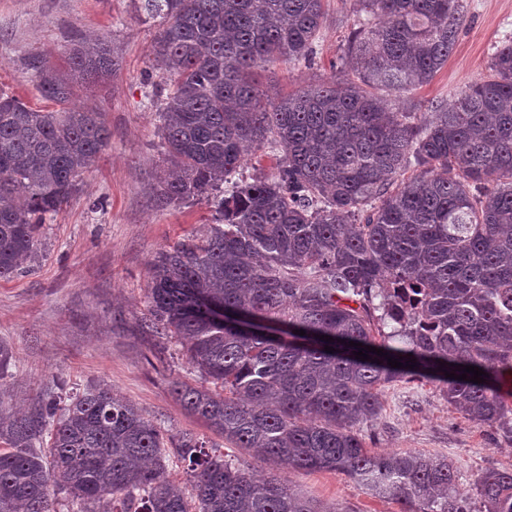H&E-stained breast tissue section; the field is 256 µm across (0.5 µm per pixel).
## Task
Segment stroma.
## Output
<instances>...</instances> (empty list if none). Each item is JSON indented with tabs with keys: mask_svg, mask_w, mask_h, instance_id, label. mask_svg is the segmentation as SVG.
<instances>
[{
	"mask_svg": "<svg viewBox=\"0 0 512 512\" xmlns=\"http://www.w3.org/2000/svg\"><path fill=\"white\" fill-rule=\"evenodd\" d=\"M465 23L433 81L401 94L410 111L432 100L452 101L486 74L493 53L512 33V0H465ZM327 18L312 62L276 61L258 69L259 88L275 100L330 80L357 20L354 0H326ZM157 25L137 0H0V89L29 106L53 109L40 93L32 61L70 71L73 42L104 36L121 63L111 82H76L74 100L105 114L111 138L84 173L70 205L47 216L41 229L46 255L27 275L0 279V342L13 357L0 374V413L31 411L46 393L104 384L135 403L170 433L212 441L207 423L174 400V379L195 384L176 339L149 329V264L173 243L203 235L214 210L204 201L155 205L165 166L153 114L162 101L145 77ZM376 420L359 425L367 447L448 456L471 482L486 469H512V435L475 423L449 405L441 386L396 382L383 388ZM241 468L281 474L299 494L331 512H399L329 471L296 472L256 461L226 445Z\"/></svg>",
	"mask_w": 512,
	"mask_h": 512,
	"instance_id": "1",
	"label": "stroma"
}]
</instances>
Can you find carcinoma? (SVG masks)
I'll use <instances>...</instances> for the list:
<instances>
[{
	"label": "carcinoma",
	"instance_id": "carcinoma-1",
	"mask_svg": "<svg viewBox=\"0 0 512 512\" xmlns=\"http://www.w3.org/2000/svg\"><path fill=\"white\" fill-rule=\"evenodd\" d=\"M324 2L140 0L158 23L150 66L168 93L155 116L178 169L160 178L157 205L205 200L216 213L205 237L151 262V329L175 337L199 374L196 385L172 382L177 402L256 460L333 471L399 512H476L448 457L371 449L355 427L379 415L382 387L409 380L441 385L464 417L512 434L501 394L512 374V42L486 76L419 119L378 91L433 80L465 0H357L363 17L332 80L264 99L252 69L311 61ZM69 59L88 80L119 70L101 40L73 45ZM36 71L59 109L0 89L1 280L33 267L44 217L79 191L111 137L103 113L71 103L69 78ZM265 147L274 173L229 184ZM352 341L387 356L360 361ZM460 364L485 382L445 377ZM0 444V512H56L60 494L78 512H190L168 478L174 462L195 512H324L101 385L0 415ZM474 488L484 512H512V469L485 470Z\"/></svg>",
	"mask_w": 512,
	"mask_h": 512
}]
</instances>
